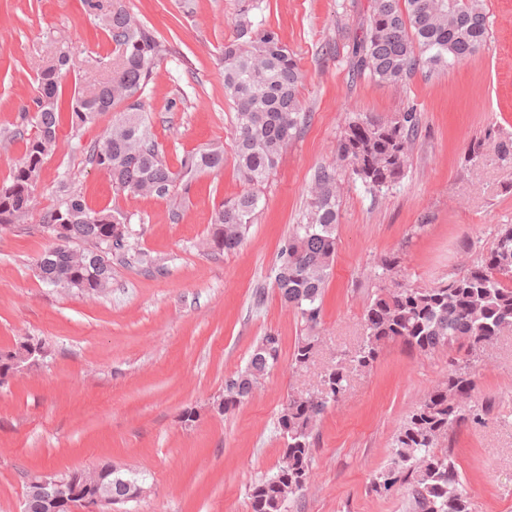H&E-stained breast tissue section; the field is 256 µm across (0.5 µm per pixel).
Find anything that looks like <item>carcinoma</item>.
Wrapping results in <instances>:
<instances>
[{
    "instance_id": "1",
    "label": "carcinoma",
    "mask_w": 512,
    "mask_h": 512,
    "mask_svg": "<svg viewBox=\"0 0 512 512\" xmlns=\"http://www.w3.org/2000/svg\"><path fill=\"white\" fill-rule=\"evenodd\" d=\"M104 26L118 62L110 78L88 94L71 96L61 112L62 80L71 66L65 51L37 72L33 111L22 113L28 131H19L24 151L0 180V230L24 224L37 207L45 162L57 147L61 123L74 133L105 114L121 109L104 136L88 151L91 165L111 177L116 194L164 198L189 190L199 174L224 167V147L188 151L173 170L147 124L139 93L160 59L161 44L144 25L120 8L105 11L102 0H84ZM249 4L240 10L235 37L224 44V91L234 104L233 161L248 190L222 203L203 247L232 252L242 243L261 201L260 188L277 166L282 151L300 133L305 120L299 98L302 75L279 33L254 24ZM482 0H372L369 19L356 39L352 68L378 83L398 84L425 66H446L480 53L489 38ZM420 113L411 107L391 118L372 112L350 118L334 146L336 164L312 175V191L303 223L296 224L277 253L274 283L281 300L300 316L291 367L299 372L314 357L323 296L336 256L339 224V172L342 168L372 189L398 182L410 165ZM51 242L36 260L39 279L55 288L94 295L112 281V257L143 262L135 251L127 217L117 210L90 209L81 194L62 185L47 215ZM400 257L391 253L377 263V277L395 282L380 288L363 314L365 336L356 362L370 367L381 345L399 341L418 353L453 344L461 362L406 417L396 434L387 467L375 481L389 492L407 485L412 512H473L451 450L440 445L449 432L477 422L489 408L471 403L475 382L470 357L498 336L512 332V224L501 225L487 250L477 253L463 274L434 287L395 281ZM281 338L260 337L246 367L224 382L213 401L224 414L249 398L281 358ZM346 365L339 358L324 370L314 391H292L281 404L276 433L282 441L276 472L251 489L252 512H288L289 503L310 482L314 429L344 392ZM126 476L104 480L109 497H124Z\"/></svg>"
}]
</instances>
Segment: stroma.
<instances>
[{
	"mask_svg": "<svg viewBox=\"0 0 512 512\" xmlns=\"http://www.w3.org/2000/svg\"><path fill=\"white\" fill-rule=\"evenodd\" d=\"M371 0H262L254 20L278 30L303 76L306 114L261 188L242 245L202 250L218 206L244 192L232 158L172 198L115 194L85 150L111 124L103 116L80 135L61 127L42 170L40 205L29 223L0 231V348L42 339L43 365L0 386V512H21L27 474L65 473L104 462L145 475L146 493L125 512H251L253 485L281 461L275 423L289 390H313L324 369L352 360L363 313L379 282V259L402 258L399 282L432 287L465 271L498 225L512 224V162L497 139L512 137V0H483L487 45L461 64L418 69L400 85L354 74L355 36ZM153 31L164 52L140 100L167 163L183 153L232 146L234 109L224 93V45L242 0H117ZM114 45L83 0H0V179L23 151L14 136L36 94L40 66L70 52L64 96L106 81ZM421 116L405 177L375 191L340 175V223L328 280L319 351L307 370L289 363L300 320L274 286L278 249L301 223L315 169L348 117ZM484 141L472 164L470 142ZM93 209L131 218L146 263L113 261L104 292L44 285L35 262L49 243L42 224L61 184ZM281 338L278 365L235 409L212 412L213 396L243 369L266 332ZM450 346L419 354L389 341L373 367L350 365L341 399L318 422L311 480L291 512H411L406 488L377 493L391 444L410 412L451 369ZM473 401L491 408L480 423L453 429L455 460L475 512H512V333L480 348ZM195 423L180 419L185 409Z\"/></svg>",
	"mask_w": 512,
	"mask_h": 512,
	"instance_id": "35a3bbf8",
	"label": "stroma"
}]
</instances>
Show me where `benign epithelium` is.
I'll return each mask as SVG.
<instances>
[{
	"instance_id": "obj_1",
	"label": "benign epithelium",
	"mask_w": 512,
	"mask_h": 512,
	"mask_svg": "<svg viewBox=\"0 0 512 512\" xmlns=\"http://www.w3.org/2000/svg\"><path fill=\"white\" fill-rule=\"evenodd\" d=\"M83 471L69 472L68 494L60 493L61 481L52 472L29 478L35 498L25 501L26 512H102L103 498L95 486L84 483Z\"/></svg>"
}]
</instances>
